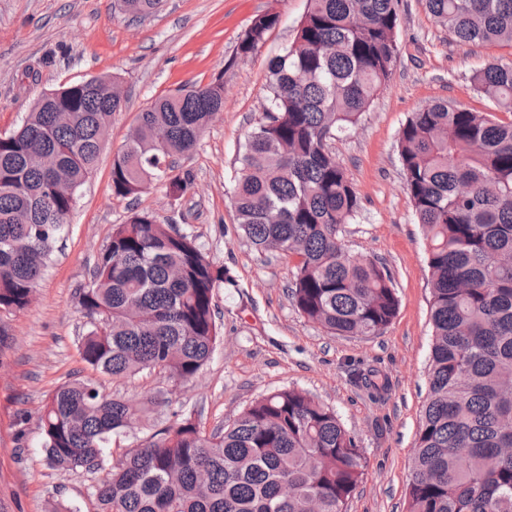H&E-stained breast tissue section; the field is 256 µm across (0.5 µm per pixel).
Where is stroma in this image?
<instances>
[{
  "instance_id": "35a3bbf8",
  "label": "stroma",
  "mask_w": 512,
  "mask_h": 512,
  "mask_svg": "<svg viewBox=\"0 0 512 512\" xmlns=\"http://www.w3.org/2000/svg\"><path fill=\"white\" fill-rule=\"evenodd\" d=\"M270 8L279 15L277 26L241 56L238 46L253 19ZM307 8L308 0H163L156 13L135 20L117 0H0V135L16 130L42 94L68 83L114 75L126 97L30 306L0 312L7 333L0 345V512H47L57 500L81 512L89 508L93 475L46 465L39 416L56 388L90 373L78 350L86 326L76 289L113 225L134 210L196 236L223 266L215 294L221 337L190 382L176 385L149 371L102 378L110 394L153 399L147 421L113 437V454L184 415L212 431L259 395L294 387L336 411L367 461L347 512H406L432 328L422 229L404 190L398 132L412 112L437 100L495 111L471 77L488 60L512 63V48L457 44L434 22L425 0H400L393 74L359 123L331 143L360 198L345 226L346 247L389 270L399 309L380 335L331 336L297 312L287 260L255 250L231 205L238 152L269 96L268 63L292 42ZM219 76L223 110L179 161L192 171V187L179 197L162 186L130 199L113 197L112 157L142 108ZM369 371L389 384L381 397L362 385L360 376Z\"/></svg>"
}]
</instances>
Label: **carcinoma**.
Wrapping results in <instances>:
<instances>
[{
    "label": "carcinoma",
    "instance_id": "carcinoma-1",
    "mask_svg": "<svg viewBox=\"0 0 512 512\" xmlns=\"http://www.w3.org/2000/svg\"><path fill=\"white\" fill-rule=\"evenodd\" d=\"M136 18L162 0H120ZM460 44L512 46V0H425ZM278 23L267 11L239 44L252 53ZM399 0H309L295 38L268 65L264 117L238 157L232 206L256 249L293 262L291 299L331 335L380 334L399 299L387 269L342 242L360 198L328 142L355 125L392 75ZM80 81L38 98L0 136V312L25 309L96 172L103 133L125 98ZM472 81L508 115L446 100L411 113L398 133L404 190L421 225L432 345L407 512H512V65L488 62ZM224 82L180 88L138 113L112 160V194L153 184L175 197L193 183L177 159L195 149ZM224 282L196 240L148 213L112 227L89 281L77 288L93 371H155L181 384L217 339L214 291ZM146 402L114 397L92 377L59 386L40 415L49 467L105 476L93 512H346L364 457L337 413L285 388L252 400L206 433L184 415L119 458L113 436Z\"/></svg>",
    "mask_w": 512,
    "mask_h": 512
}]
</instances>
